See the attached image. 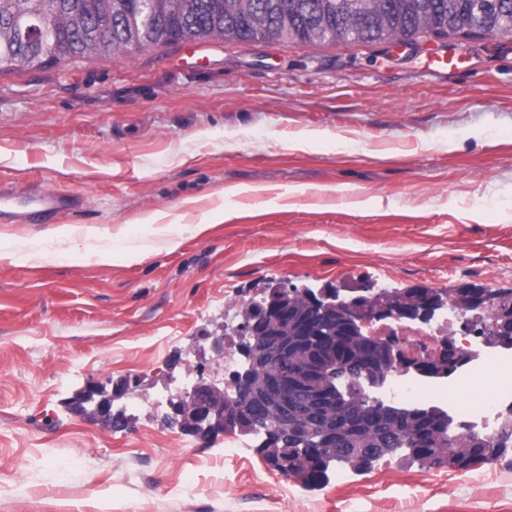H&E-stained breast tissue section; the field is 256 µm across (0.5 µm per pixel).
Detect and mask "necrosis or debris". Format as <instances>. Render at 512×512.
Instances as JSON below:
<instances>
[{
    "mask_svg": "<svg viewBox=\"0 0 512 512\" xmlns=\"http://www.w3.org/2000/svg\"><path fill=\"white\" fill-rule=\"evenodd\" d=\"M488 321L487 314H480L469 331L456 336L451 332L452 320L448 317L437 323L368 319L371 335L394 346L402 363L386 388V396L401 404L414 398L434 401L448 407L460 424L470 430L489 437L498 436L501 423L507 417L502 404L512 400L511 386L497 388L494 398L479 406L460 400L477 378L495 380L503 373L512 372V354L492 350L483 343L482 330ZM449 349L461 357L463 363L448 380L415 372V365L438 362Z\"/></svg>",
    "mask_w": 512,
    "mask_h": 512,
    "instance_id": "obj_1",
    "label": "necrosis or debris"
}]
</instances>
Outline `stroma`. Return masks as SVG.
<instances>
[{
  "instance_id": "stroma-1",
  "label": "stroma",
  "mask_w": 512,
  "mask_h": 512,
  "mask_svg": "<svg viewBox=\"0 0 512 512\" xmlns=\"http://www.w3.org/2000/svg\"><path fill=\"white\" fill-rule=\"evenodd\" d=\"M0 512H512V454L317 489L163 417L275 289L512 288V38L182 41L0 71ZM128 424L79 411L90 381ZM33 196L29 210L20 214L13 213L24 224L51 220L58 211L70 210L74 206L72 198L52 191H39Z\"/></svg>"
}]
</instances>
